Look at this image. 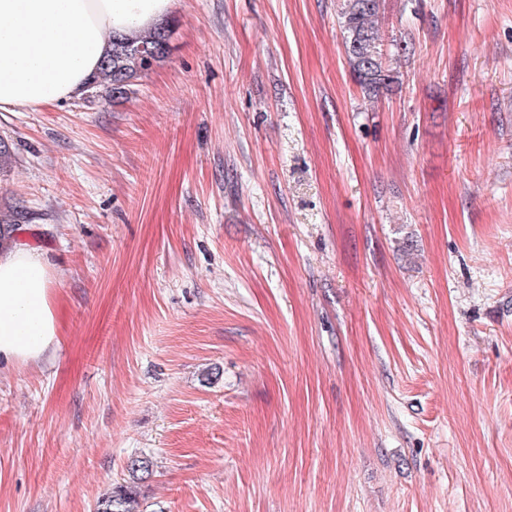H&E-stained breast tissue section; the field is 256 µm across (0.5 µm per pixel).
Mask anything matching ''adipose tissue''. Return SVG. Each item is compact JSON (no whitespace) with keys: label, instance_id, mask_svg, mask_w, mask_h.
I'll use <instances>...</instances> for the list:
<instances>
[{"label":"adipose tissue","instance_id":"1","mask_svg":"<svg viewBox=\"0 0 512 512\" xmlns=\"http://www.w3.org/2000/svg\"><path fill=\"white\" fill-rule=\"evenodd\" d=\"M170 0H0V112L81 97L113 33L153 27ZM53 272L23 244L0 250V364L45 357L58 335Z\"/></svg>","mask_w":512,"mask_h":512}]
</instances>
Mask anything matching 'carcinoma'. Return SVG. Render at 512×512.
<instances>
[{"label":"carcinoma","instance_id":"cac0c4a2","mask_svg":"<svg viewBox=\"0 0 512 512\" xmlns=\"http://www.w3.org/2000/svg\"><path fill=\"white\" fill-rule=\"evenodd\" d=\"M337 18L350 72L363 96L372 101L397 79L383 49L384 0H337ZM172 33L171 24L163 21L146 35H113L112 47L88 86L91 96L102 90L112 97L127 94L134 80L169 55ZM21 219L19 212L0 213V248L16 240ZM97 512H142L136 486L112 487L98 501Z\"/></svg>","mask_w":512,"mask_h":512}]
</instances>
